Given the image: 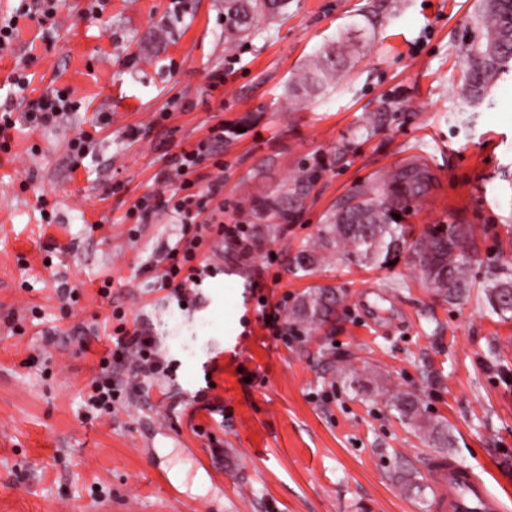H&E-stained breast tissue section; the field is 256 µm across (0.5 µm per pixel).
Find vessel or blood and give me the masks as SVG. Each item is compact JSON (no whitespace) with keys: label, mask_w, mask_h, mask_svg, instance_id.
<instances>
[{"label":"vessel or blood","mask_w":512,"mask_h":512,"mask_svg":"<svg viewBox=\"0 0 512 512\" xmlns=\"http://www.w3.org/2000/svg\"><path fill=\"white\" fill-rule=\"evenodd\" d=\"M432 469L443 512H501L502 502L469 469L449 460L434 461Z\"/></svg>","instance_id":"b4317fda"}]
</instances>
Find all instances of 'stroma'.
Instances as JSON below:
<instances>
[{"label": "stroma", "mask_w": 512, "mask_h": 512, "mask_svg": "<svg viewBox=\"0 0 512 512\" xmlns=\"http://www.w3.org/2000/svg\"><path fill=\"white\" fill-rule=\"evenodd\" d=\"M369 2L291 0L231 47L224 0H61L49 39L19 18L0 53V113L16 122L0 152V512H439L428 473L438 451L399 419L396 391L447 421L449 456L512 512V319L478 289L438 300L408 248L390 265L343 248L308 276L292 264L340 203L416 162L433 184L402 223L416 235L472 225V277L512 272V72L472 123L455 118L478 0H398L373 28ZM341 37L358 43L353 67L322 97L289 96L309 56ZM65 86L78 106L30 127L27 100ZM385 101L397 120L367 134ZM218 125L223 142L191 176L203 196L223 179V203H208L218 223L253 224L249 197L303 165L321 173L304 209L255 232L251 257L204 235L197 255L210 269L182 306L159 287L156 260L195 225L168 211L143 224L131 208L180 190L175 156ZM83 131L93 142L72 156L67 142ZM324 285L343 293L331 321L271 335L263 307L289 313ZM65 288L73 303L60 301ZM117 308L155 337L168 373L97 419L85 402ZM407 474L420 494L403 489Z\"/></svg>", "instance_id": "stroma-1"}]
</instances>
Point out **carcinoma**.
<instances>
[{
	"label": "carcinoma",
	"instance_id": "carcinoma-1",
	"mask_svg": "<svg viewBox=\"0 0 512 512\" xmlns=\"http://www.w3.org/2000/svg\"><path fill=\"white\" fill-rule=\"evenodd\" d=\"M287 8L288 0H224L226 43L232 45L253 31L257 18L283 15ZM473 20L481 38L468 50L470 67L463 81V105L468 108L482 106L493 86L512 71V0H480ZM352 61L351 52L336 49V43L323 45L305 63L292 86L293 95L305 101L318 97ZM316 179L317 170L305 166L284 182L278 193L250 198L249 210L270 231L304 207ZM430 180L425 166L411 163L393 171L382 189L358 192L353 202L338 207L328 222L318 227L314 238L298 247L294 268L310 274L324 259L323 253L341 246L365 265L388 261L400 252L409 233L394 215L423 196ZM413 246L428 287L443 301H464L479 286L469 268V253L475 249L472 228L435 225ZM479 287L495 314L504 320L512 318V276L504 278L494 272ZM342 299L331 286H315L292 308L291 317L318 329L332 318ZM390 403L401 420L433 447H451L447 425L426 415L415 394L399 392Z\"/></svg>",
	"mask_w": 512,
	"mask_h": 512
}]
</instances>
